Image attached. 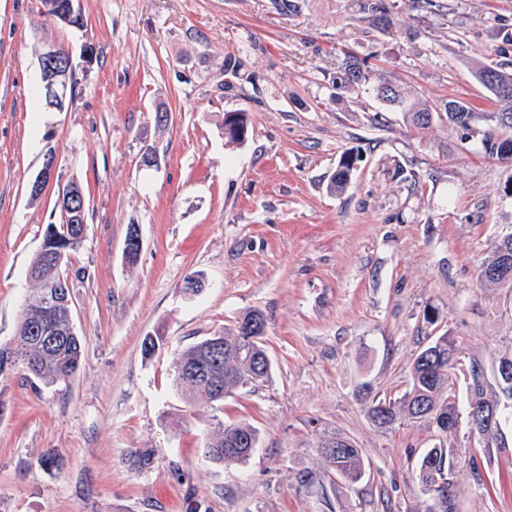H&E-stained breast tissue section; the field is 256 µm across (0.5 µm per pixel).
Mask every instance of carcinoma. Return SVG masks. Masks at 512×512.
<instances>
[{
	"label": "carcinoma",
	"mask_w": 512,
	"mask_h": 512,
	"mask_svg": "<svg viewBox=\"0 0 512 512\" xmlns=\"http://www.w3.org/2000/svg\"><path fill=\"white\" fill-rule=\"evenodd\" d=\"M359 10L376 26L385 20L388 14L386 0H360ZM344 73L351 82L358 83L366 78V63L355 56H348L342 63ZM479 82L491 94L498 106L495 112H476L465 101L450 100L444 104V111L434 113L428 107L410 103L400 91L392 85H378V94L391 104L412 114V123L417 129L427 128L433 116L447 121L448 126L467 140L476 132L478 122L493 123V126L482 133L481 144L485 156L500 163L509 160L512 155L504 158L500 155L502 142L506 139L512 143V72L499 64L481 63L475 68ZM352 156H341L336 172L330 183V191H345L351 180L353 166L349 164ZM512 256V236L506 237L494 245L489 259L482 265L483 281L497 284L499 279L488 275V271L498 267L503 259ZM67 263L52 265L46 262L41 254H36L30 270L34 271L32 279L34 301L23 308L16 329L17 343L13 349L14 363L5 367L0 357V375L9 373L16 368L32 376L46 385L65 382L74 377L80 369L83 350L78 336L58 337L56 344L46 346L42 342L41 331L44 328L60 333L68 328L66 309L56 307L52 310L41 305L42 293L48 283L56 281L69 283L66 272ZM266 321L257 310L243 316L236 326L224 331L222 340L224 349L218 357L208 363V371L213 381L224 386L227 392L242 385L252 378L260 383L269 378L270 371H261L260 359ZM206 342L201 340L183 350L176 359L175 367L179 368L193 361H202L205 356ZM456 355L453 342L446 336H439L424 348L415 358L410 370L411 389L400 399H380L372 403L368 409L371 421L378 427H389L395 422L426 421L436 426L437 414L451 411L459 413L456 402L446 395L449 371L454 366L448 364V356ZM470 383L468 385V411L499 403L498 395L512 399V382H508L501 371H496L499 391L489 389L483 374V367L478 361L471 363ZM176 391L185 396L186 400L197 403L214 404L216 400L207 387H198L191 382L173 379ZM258 443L257 430L250 424L240 422L232 425H218L207 438L204 454L218 464L232 465L243 463L249 459ZM324 460L336 475L348 483L361 480L364 473V460L361 450L356 446L340 448L334 454H323ZM155 453L151 448H138L128 453L126 462L138 471L151 469ZM458 461L453 452L444 447L429 448L422 454L418 467V480L421 486L434 497L446 501L444 512H456L454 509L453 482L451 476L457 468Z\"/></svg>",
	"instance_id": "carcinoma-1"
}]
</instances>
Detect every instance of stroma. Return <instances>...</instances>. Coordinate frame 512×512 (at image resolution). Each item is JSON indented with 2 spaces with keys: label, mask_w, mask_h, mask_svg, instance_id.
Here are the masks:
<instances>
[{
  "label": "stroma",
  "mask_w": 512,
  "mask_h": 512,
  "mask_svg": "<svg viewBox=\"0 0 512 512\" xmlns=\"http://www.w3.org/2000/svg\"><path fill=\"white\" fill-rule=\"evenodd\" d=\"M292 2L76 0L77 29L41 0H0V344L15 334L45 229L61 221L59 187L77 182L87 201L69 264L82 364L52 386L0 375V512L432 507L417 461L441 442L419 422L377 428L367 408L409 390L434 336L457 349L448 392L459 409L471 361L494 382L512 352V284L480 271L512 235V168L440 120L413 128L372 87L434 111L451 99L495 111L474 70L512 69V0H391L378 28L357 0ZM48 43L72 57L78 81L61 112L32 95ZM86 44L97 53L88 67ZM347 54L368 62L369 83L343 82ZM239 111L250 129L233 144L224 115ZM347 151L351 182L330 193ZM50 154L54 178L31 198ZM133 224L142 247L131 262ZM192 272L208 280L195 296L182 288ZM253 310L266 320L270 378L189 404L172 386L176 354ZM148 336L163 339L150 357ZM239 421L258 431L251 457L209 461L208 432ZM339 435L365 462L352 485L320 454ZM503 436L506 449L487 450L463 421L443 442L459 460V512H512V422ZM50 448L52 468L41 463ZM134 448L156 450L151 470L124 463Z\"/></svg>",
  "instance_id": "obj_1"
}]
</instances>
